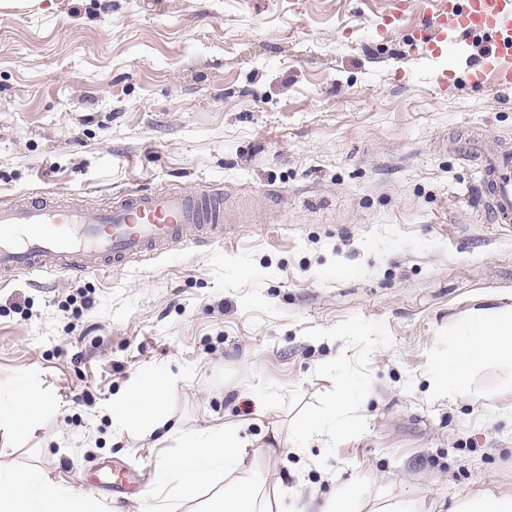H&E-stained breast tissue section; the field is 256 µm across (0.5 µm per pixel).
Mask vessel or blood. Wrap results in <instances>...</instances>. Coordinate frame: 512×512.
Here are the masks:
<instances>
[{
    "label": "vessel or blood",
    "instance_id": "obj_1",
    "mask_svg": "<svg viewBox=\"0 0 512 512\" xmlns=\"http://www.w3.org/2000/svg\"><path fill=\"white\" fill-rule=\"evenodd\" d=\"M415 35L430 56L452 52L449 33L483 39L472 84L512 89V0H431ZM480 186L496 223H512V147L481 152ZM223 192L128 190L111 204L20 197L0 201V283L17 276L96 274L133 259L167 252L173 244L203 246L233 223Z\"/></svg>",
    "mask_w": 512,
    "mask_h": 512
}]
</instances>
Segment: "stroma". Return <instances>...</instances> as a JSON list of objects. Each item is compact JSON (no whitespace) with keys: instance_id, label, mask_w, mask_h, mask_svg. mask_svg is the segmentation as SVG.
<instances>
[{"instance_id":"35a3bbf8","label":"stroma","mask_w":512,"mask_h":512,"mask_svg":"<svg viewBox=\"0 0 512 512\" xmlns=\"http://www.w3.org/2000/svg\"><path fill=\"white\" fill-rule=\"evenodd\" d=\"M391 2L0 0V198L206 185L252 203L204 247L0 286V381L38 380L55 402L32 436H0V467L147 512L175 445L104 408L144 372L181 370L172 415L238 425L291 512L343 486L421 512L512 494L501 370L466 398L429 392L469 298L512 295V226L490 221L472 159L478 132L512 141V91L471 85L470 38L425 56L427 0L379 32ZM343 384L355 431L267 452L270 428L325 410ZM103 466L138 476L125 501L99 489Z\"/></svg>"}]
</instances>
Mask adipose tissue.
<instances>
[{
    "instance_id": "obj_1",
    "label": "adipose tissue",
    "mask_w": 512,
    "mask_h": 512,
    "mask_svg": "<svg viewBox=\"0 0 512 512\" xmlns=\"http://www.w3.org/2000/svg\"><path fill=\"white\" fill-rule=\"evenodd\" d=\"M491 366L508 369L499 391L512 392V298L507 296L493 302L485 296L472 297L468 308L449 325L448 351L432 361V389L451 400L467 397L474 392L475 375ZM176 387L175 375H142L107 407L117 426L181 443L179 453L164 458L156 471L155 483L165 495L153 499L150 512H175L174 500L194 499L218 472L224 475V488L203 512H285L281 491L267 492L256 479L247 444L236 427L187 430L172 424L167 400ZM53 410L36 382H0L1 432H31ZM343 433L335 421L304 415L285 440L300 451L314 442L336 441ZM0 512H103V508L92 494L55 485L32 466L22 471L0 469Z\"/></svg>"
}]
</instances>
